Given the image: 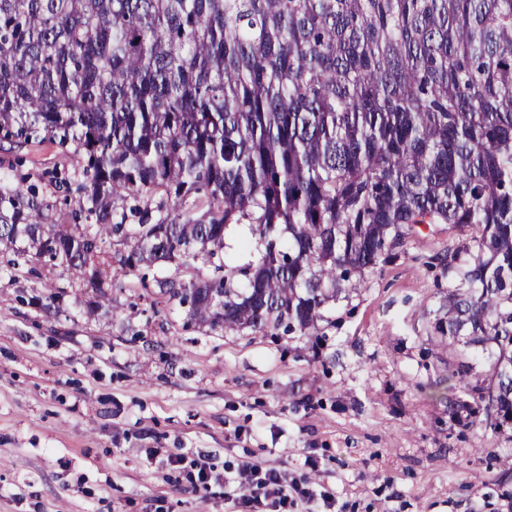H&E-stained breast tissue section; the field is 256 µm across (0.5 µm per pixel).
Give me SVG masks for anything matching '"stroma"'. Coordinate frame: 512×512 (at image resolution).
<instances>
[{
  "label": "stroma",
  "mask_w": 512,
  "mask_h": 512,
  "mask_svg": "<svg viewBox=\"0 0 512 512\" xmlns=\"http://www.w3.org/2000/svg\"><path fill=\"white\" fill-rule=\"evenodd\" d=\"M24 154L46 223H70L81 171ZM468 236H410L303 338L155 314L142 279L186 282L189 265H116L95 289L32 255L10 269L0 246V512H235L224 477L254 464L333 493L335 512H512V435L450 417L437 390L468 398L461 345L432 333L439 258Z\"/></svg>",
  "instance_id": "35a3bbf8"
}]
</instances>
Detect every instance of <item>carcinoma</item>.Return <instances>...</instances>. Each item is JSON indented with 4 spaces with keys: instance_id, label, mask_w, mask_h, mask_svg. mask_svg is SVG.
<instances>
[{
    "instance_id": "carcinoma-1",
    "label": "carcinoma",
    "mask_w": 512,
    "mask_h": 512,
    "mask_svg": "<svg viewBox=\"0 0 512 512\" xmlns=\"http://www.w3.org/2000/svg\"><path fill=\"white\" fill-rule=\"evenodd\" d=\"M0 139L60 150L87 201L45 224L20 175L7 266L95 285L119 237L129 269L211 271L153 307L212 330L306 336L417 227L469 228L433 334L487 354L467 390L512 428V0H0ZM251 238L248 226L234 228L225 239L224 254L227 260L233 264H243L252 259L250 251L242 248L241 243L244 239Z\"/></svg>"
}]
</instances>
